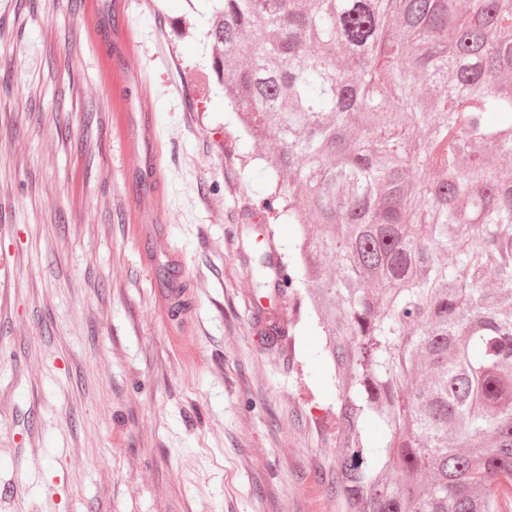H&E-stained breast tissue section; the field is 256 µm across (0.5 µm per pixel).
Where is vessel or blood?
I'll return each mask as SVG.
<instances>
[{
	"label": "vessel or blood",
	"instance_id": "obj_1",
	"mask_svg": "<svg viewBox=\"0 0 512 512\" xmlns=\"http://www.w3.org/2000/svg\"><path fill=\"white\" fill-rule=\"evenodd\" d=\"M127 0H84L77 16L82 25L99 44L115 49V56H104L101 65L105 72L115 75L110 86L115 111H124L126 99L120 80L122 74L133 69L137 52L127 40Z\"/></svg>",
	"mask_w": 512,
	"mask_h": 512
}]
</instances>
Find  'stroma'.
Instances as JSON below:
<instances>
[{
    "label": "stroma",
    "instance_id": "1",
    "mask_svg": "<svg viewBox=\"0 0 512 512\" xmlns=\"http://www.w3.org/2000/svg\"><path fill=\"white\" fill-rule=\"evenodd\" d=\"M80 8L0 0V512H342L322 338L253 285L291 231L233 157L209 0H129L121 114Z\"/></svg>",
    "mask_w": 512,
    "mask_h": 512
}]
</instances>
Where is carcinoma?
Segmentation results:
<instances>
[{"label":"carcinoma","mask_w":512,"mask_h":512,"mask_svg":"<svg viewBox=\"0 0 512 512\" xmlns=\"http://www.w3.org/2000/svg\"><path fill=\"white\" fill-rule=\"evenodd\" d=\"M259 276L314 317L345 512H497L512 481V0H213ZM398 471L401 478L391 477Z\"/></svg>","instance_id":"carcinoma-1"}]
</instances>
